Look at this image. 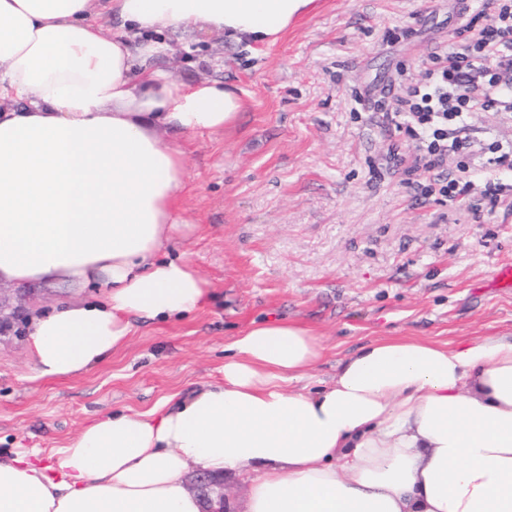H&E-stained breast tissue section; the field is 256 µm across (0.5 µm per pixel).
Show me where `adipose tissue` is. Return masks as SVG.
I'll list each match as a JSON object with an SVG mask.
<instances>
[{
    "label": "adipose tissue",
    "instance_id": "obj_1",
    "mask_svg": "<svg viewBox=\"0 0 512 512\" xmlns=\"http://www.w3.org/2000/svg\"><path fill=\"white\" fill-rule=\"evenodd\" d=\"M315 0H0V284H101L36 315L31 378L85 373L134 319L202 308L211 284L162 251L192 223L181 146L245 108L211 77L157 67L202 25L273 45ZM119 20L104 33L97 16ZM224 380L168 408L117 412L42 459L0 456V512H202L190 471L252 469L238 512H512V333L448 347L378 339L296 389L322 357L307 328L253 322Z\"/></svg>",
    "mask_w": 512,
    "mask_h": 512
}]
</instances>
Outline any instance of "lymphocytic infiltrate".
Segmentation results:
<instances>
[{"mask_svg":"<svg viewBox=\"0 0 512 512\" xmlns=\"http://www.w3.org/2000/svg\"><path fill=\"white\" fill-rule=\"evenodd\" d=\"M472 0H457V24L468 33L428 55L421 77L400 73L397 106L382 120L413 143L412 157L390 152L393 166L411 164L425 196L471 211L480 188L490 213L512 217V140L473 125L477 112H512V0H498L483 26Z\"/></svg>","mask_w":512,"mask_h":512,"instance_id":"obj_1","label":"lymphocytic infiltrate"}]
</instances>
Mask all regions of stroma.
I'll return each mask as SVG.
<instances>
[{
    "instance_id": "stroma-1",
    "label": "stroma",
    "mask_w": 512,
    "mask_h": 512,
    "mask_svg": "<svg viewBox=\"0 0 512 512\" xmlns=\"http://www.w3.org/2000/svg\"><path fill=\"white\" fill-rule=\"evenodd\" d=\"M455 0H318L272 46L247 51L194 26L162 59L178 80L225 79L243 93L240 122L181 138L195 224L167 253L189 261L213 299L187 317L138 322L86 373L27 381L33 306L64 289H8L0 322V451L62 447L97 417L147 411L224 379V350L252 322L310 329L324 348L306 381L377 339L455 346L512 332V222L423 198L388 151L408 153L372 113L395 106L399 71L420 73L453 34Z\"/></svg>"
}]
</instances>
